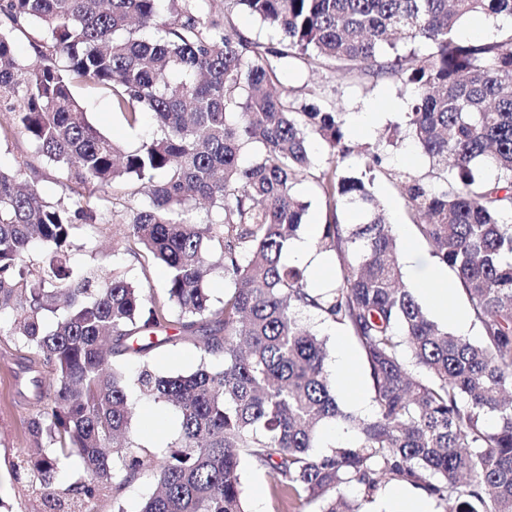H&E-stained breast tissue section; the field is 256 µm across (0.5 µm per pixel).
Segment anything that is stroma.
Returning a JSON list of instances; mask_svg holds the SVG:
<instances>
[{"instance_id":"stroma-1","label":"stroma","mask_w":512,"mask_h":512,"mask_svg":"<svg viewBox=\"0 0 512 512\" xmlns=\"http://www.w3.org/2000/svg\"><path fill=\"white\" fill-rule=\"evenodd\" d=\"M285 79L292 89L316 83L333 90L336 103L347 114L348 123L357 117L372 112L376 120L367 132L352 134L353 146L362 147L373 143L390 126L402 123L409 108V99L400 94L393 83L382 82L374 89L366 90L352 83L349 77L323 67L309 70L300 60L289 59L284 67ZM76 97L84 104L93 125L101 132L117 134L134 146L149 138L154 132L152 121L140 127L127 129L123 118L110 109L105 97L94 90L76 88ZM28 160L40 172L38 187L51 201L64 195L53 169L46 167L24 137L0 143V166L16 167L18 161ZM126 227L122 224H104L98 228L78 225L74 230L73 260L87 265L115 266L126 270L129 278L145 283L154 294H162L166 286V272L162 265L153 264L141 268L140 264L124 249ZM21 373L17 361L15 341L6 332H0V512H51L48 499L58 496L76 483L86 481L78 458H71L58 469L51 484L35 491L31 488L29 474L15 472L19 457L34 453L35 443L27 430V422L33 415L31 407L25 405L17 393L16 378ZM133 425L139 432L140 441L146 447L159 451L171 442L179 431V418L167 404L142 400L136 404ZM242 498L247 512L261 508L262 512H312L311 505L300 501L276 503L272 496V479L268 472L256 468L249 461L240 464ZM156 480L152 473H144L126 485L117 494H106L93 502L94 512H139L142 503L155 490Z\"/></svg>"}]
</instances>
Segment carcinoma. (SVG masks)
<instances>
[{
  "instance_id": "cac0c4a2",
  "label": "carcinoma",
  "mask_w": 512,
  "mask_h": 512,
  "mask_svg": "<svg viewBox=\"0 0 512 512\" xmlns=\"http://www.w3.org/2000/svg\"><path fill=\"white\" fill-rule=\"evenodd\" d=\"M209 2L0 0V101L12 102L0 139L25 137L68 199L47 200L25 160L0 169V313L12 312L0 331L31 374L30 435L60 450L17 469L45 487L77 456L84 512L150 470L157 489L140 512H245L244 458L269 472L277 499L316 512H367L389 482L443 512H512V26L495 40L457 37L469 16L512 19V0H227L274 32L264 42ZM30 24L39 39L27 64L15 32ZM290 57L361 85L392 81L410 96L404 124L354 153L325 89L295 96L282 81ZM76 85L108 94L130 128L151 118L156 135L127 149L90 123ZM406 139L428 174L383 167ZM376 170L401 186L478 339L432 321L404 283ZM307 182L329 207L316 242L338 261L326 288L283 260L308 209L295 187ZM345 200L359 223L341 222ZM78 224L126 225L125 250L165 266L163 297L119 268L71 262ZM216 274L230 283L220 309ZM306 312L360 348L372 419L340 408ZM180 340L200 364L159 372L150 354ZM132 389L180 418L160 458L132 430ZM328 421L357 440L316 455Z\"/></svg>"
}]
</instances>
